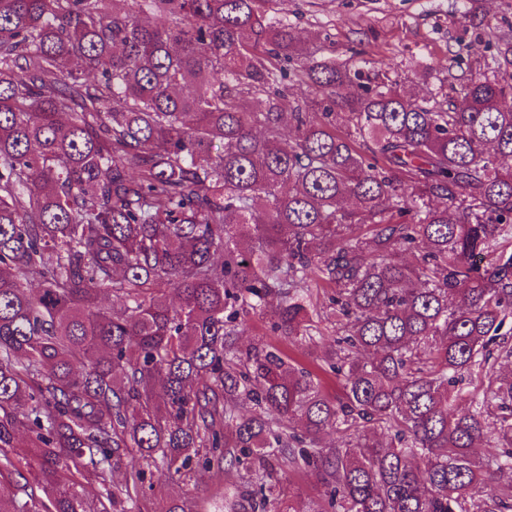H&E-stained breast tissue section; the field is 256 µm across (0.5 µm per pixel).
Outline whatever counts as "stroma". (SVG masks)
Here are the masks:
<instances>
[{"label":"stroma","instance_id":"stroma-1","mask_svg":"<svg viewBox=\"0 0 512 512\" xmlns=\"http://www.w3.org/2000/svg\"><path fill=\"white\" fill-rule=\"evenodd\" d=\"M276 7L317 56L330 44L337 64L355 63L451 100L474 76L475 59L491 58L498 37L512 35V0H278ZM424 63L432 65L431 76H423ZM225 486L224 476L206 474L196 486L140 498L136 512H163L170 495L185 512H210Z\"/></svg>","mask_w":512,"mask_h":512}]
</instances>
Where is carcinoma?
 Wrapping results in <instances>:
<instances>
[{
  "instance_id": "1",
  "label": "carcinoma",
  "mask_w": 512,
  "mask_h": 512,
  "mask_svg": "<svg viewBox=\"0 0 512 512\" xmlns=\"http://www.w3.org/2000/svg\"><path fill=\"white\" fill-rule=\"evenodd\" d=\"M271 2L0 0V512H134L154 469L224 475L211 512H512V40L418 97L288 68ZM255 318L333 325L341 393ZM252 332L248 336H242L239 339V346L242 349L262 344H280L278 336H273L268 328L266 319L256 318L252 323ZM288 484L291 488L292 498L297 502L307 501L308 499L315 498L319 494L320 487L316 482L314 476L305 472H295L287 476V480L284 481V493L283 497L285 503L288 504Z\"/></svg>"
}]
</instances>
